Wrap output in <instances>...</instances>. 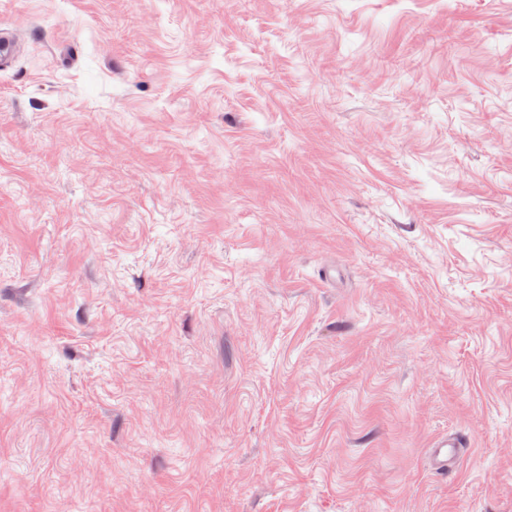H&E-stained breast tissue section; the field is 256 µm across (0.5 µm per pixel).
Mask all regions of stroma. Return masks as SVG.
<instances>
[{"mask_svg": "<svg viewBox=\"0 0 512 512\" xmlns=\"http://www.w3.org/2000/svg\"><path fill=\"white\" fill-rule=\"evenodd\" d=\"M0 26V512H512V0ZM455 448H461V442L457 435L441 436L431 449L428 458L429 466L440 472L451 470L456 458Z\"/></svg>", "mask_w": 512, "mask_h": 512, "instance_id": "35a3bbf8", "label": "stroma"}]
</instances>
